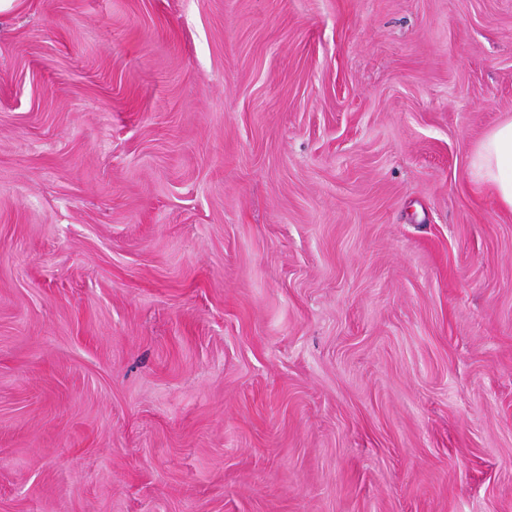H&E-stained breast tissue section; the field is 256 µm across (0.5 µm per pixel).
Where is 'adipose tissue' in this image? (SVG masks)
Instances as JSON below:
<instances>
[{
	"mask_svg": "<svg viewBox=\"0 0 512 512\" xmlns=\"http://www.w3.org/2000/svg\"><path fill=\"white\" fill-rule=\"evenodd\" d=\"M468 165L475 180L494 193L498 204L512 210V117L483 137Z\"/></svg>",
	"mask_w": 512,
	"mask_h": 512,
	"instance_id": "obj_1",
	"label": "adipose tissue"
}]
</instances>
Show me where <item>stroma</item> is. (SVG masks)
I'll list each match as a JSON object with an SVG mask.
<instances>
[{
    "label": "stroma",
    "instance_id": "1",
    "mask_svg": "<svg viewBox=\"0 0 512 512\" xmlns=\"http://www.w3.org/2000/svg\"><path fill=\"white\" fill-rule=\"evenodd\" d=\"M512 0L0 6V512H512ZM468 165L475 180L494 193L498 204L512 210V117L483 137Z\"/></svg>",
    "mask_w": 512,
    "mask_h": 512
}]
</instances>
